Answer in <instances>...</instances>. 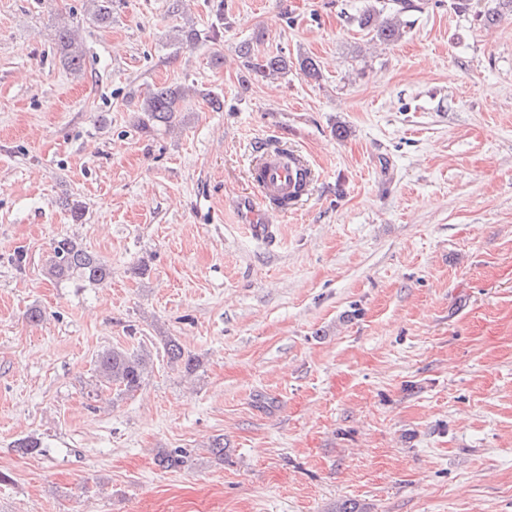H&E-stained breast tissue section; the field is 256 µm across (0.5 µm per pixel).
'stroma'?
<instances>
[{"mask_svg": "<svg viewBox=\"0 0 512 512\" xmlns=\"http://www.w3.org/2000/svg\"><path fill=\"white\" fill-rule=\"evenodd\" d=\"M373 2L112 0L101 25L0 0V512H512V11L421 0L387 44ZM244 42L321 76L250 75ZM162 86L177 122L143 125ZM267 149L313 180L260 240ZM61 237L111 279L51 280ZM112 347L151 353L133 394L96 377ZM57 36L64 65L71 70H79L82 64L83 50L73 30L63 26L58 30ZM164 354L169 363L176 366H181L185 373L191 374L195 372L200 363L191 355H185V352L179 342L170 336H166L163 340Z\"/></svg>", "mask_w": 512, "mask_h": 512, "instance_id": "35a3bbf8", "label": "stroma"}]
</instances>
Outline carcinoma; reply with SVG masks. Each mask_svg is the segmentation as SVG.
<instances>
[{
	"instance_id": "cac0c4a2",
	"label": "carcinoma",
	"mask_w": 512,
	"mask_h": 512,
	"mask_svg": "<svg viewBox=\"0 0 512 512\" xmlns=\"http://www.w3.org/2000/svg\"><path fill=\"white\" fill-rule=\"evenodd\" d=\"M92 2L94 19L101 24L110 22L112 0H92ZM386 8L392 10V17L382 20L380 15ZM417 8L418 5L413 3V0H391L383 4L380 9L374 5L366 7L356 21L359 27L373 30L380 41L394 43L400 40L404 33V26L399 20L400 14ZM58 44L64 65L71 70L80 69L83 50L73 30L65 26L61 27L58 30ZM240 52L245 59L248 72L258 77L286 75L295 64L305 76L311 79H317L321 74L319 64L311 57H300L294 62L285 54L260 56L248 43L240 46ZM183 97L184 90L179 87L156 89L144 100L143 112L147 121L172 124L175 113L178 112V103ZM47 275L57 282L77 279L90 285H99L112 277V267L104 259L86 250L76 240L63 237L53 242ZM163 349L169 363L182 367L185 373L191 374L198 369L199 361L185 354L175 338L165 337ZM149 362L150 354L144 349L136 352L120 348L106 349L97 355L95 372L102 385L122 394H131L142 386ZM15 448L21 454L32 457L44 452L43 443L31 436L17 440ZM186 462L187 452L178 448L166 450L157 458L158 465L167 470L178 469Z\"/></svg>"
}]
</instances>
